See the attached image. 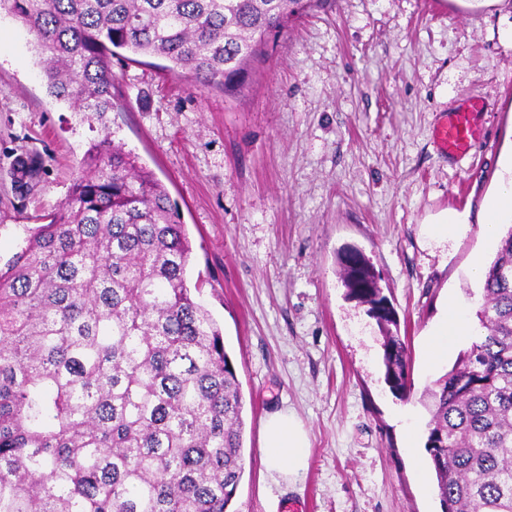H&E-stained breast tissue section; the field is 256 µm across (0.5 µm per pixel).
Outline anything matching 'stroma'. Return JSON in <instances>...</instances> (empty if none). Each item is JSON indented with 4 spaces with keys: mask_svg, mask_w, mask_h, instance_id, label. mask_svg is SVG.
Listing matches in <instances>:
<instances>
[{
    "mask_svg": "<svg viewBox=\"0 0 512 512\" xmlns=\"http://www.w3.org/2000/svg\"><path fill=\"white\" fill-rule=\"evenodd\" d=\"M266 55L241 94L197 88L157 57L112 59L115 140L167 188L192 247L197 300L224 333L245 401V470L232 512H441L435 477L416 461L430 419L426 391L471 339L437 367L423 342L448 297L476 312L475 257L512 151V0H322ZM485 103L468 154L433 140L467 95ZM95 134L44 85L35 39L0 13V267L53 212L81 173ZM36 158L30 191L15 163ZM467 214L440 244L429 226ZM357 249L398 314L411 395L384 380L381 332L347 299L339 257ZM292 412L310 441L290 482L261 453L263 422Z\"/></svg>",
    "mask_w": 512,
    "mask_h": 512,
    "instance_id": "1",
    "label": "stroma"
}]
</instances>
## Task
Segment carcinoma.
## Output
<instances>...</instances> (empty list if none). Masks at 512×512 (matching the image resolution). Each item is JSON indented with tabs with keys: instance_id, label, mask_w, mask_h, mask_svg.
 Wrapping results in <instances>:
<instances>
[{
	"instance_id": "cac0c4a2",
	"label": "carcinoma",
	"mask_w": 512,
	"mask_h": 512,
	"mask_svg": "<svg viewBox=\"0 0 512 512\" xmlns=\"http://www.w3.org/2000/svg\"><path fill=\"white\" fill-rule=\"evenodd\" d=\"M318 0H0L37 41L48 93L89 128L58 211L0 268V512H229L244 473V398L221 328L187 285L170 196L106 126L117 50L235 93L262 36ZM371 306L385 380L411 392L396 312ZM484 334L429 391L425 448L443 512H512V227L485 272Z\"/></svg>"
}]
</instances>
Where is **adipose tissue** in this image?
Here are the masks:
<instances>
[{"label":"adipose tissue","instance_id":"adipose-tissue-1","mask_svg":"<svg viewBox=\"0 0 512 512\" xmlns=\"http://www.w3.org/2000/svg\"><path fill=\"white\" fill-rule=\"evenodd\" d=\"M502 168L498 191L482 222L483 235L489 240L497 239L500 225L512 219V153L504 156ZM473 333L463 306L457 299H449L445 322L430 333L426 344L430 360L441 359L454 342ZM263 428L262 449L268 469L284 480L298 476L308 463L309 443L303 424L293 414L278 411L266 418Z\"/></svg>","mask_w":512,"mask_h":512}]
</instances>
